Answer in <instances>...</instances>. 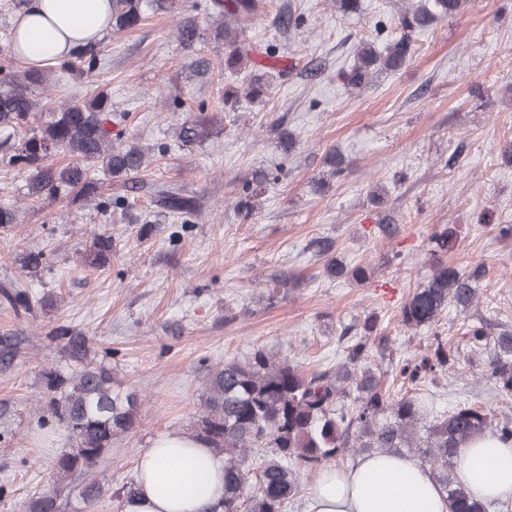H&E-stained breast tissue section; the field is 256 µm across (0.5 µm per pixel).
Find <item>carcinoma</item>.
I'll use <instances>...</instances> for the list:
<instances>
[{"label":"carcinoma","mask_w":512,"mask_h":512,"mask_svg":"<svg viewBox=\"0 0 512 512\" xmlns=\"http://www.w3.org/2000/svg\"><path fill=\"white\" fill-rule=\"evenodd\" d=\"M109 34L133 29L154 14L179 17L176 39L193 52L211 40L224 49V65L242 69L253 61L248 37L254 21L268 8V0H111ZM474 0H406L397 11L399 34L375 49L364 41L356 51L354 65L346 74L347 88L360 89L375 71H396L412 56V35L453 17ZM212 18L211 32L198 24L197 9ZM102 43L81 46L67 58L42 67L14 70L11 50L0 53V164L28 172V196L61 200L69 206L94 202L98 180L93 172L105 170L114 176L134 178L149 165V150L127 143L122 132H112L126 114L112 112L108 93L99 91L88 101L64 103L33 125L42 112V96L51 88L55 74H88L100 62ZM223 119L199 107L177 128L178 140L190 145L218 135ZM70 158L60 164L58 155ZM270 173L262 171L243 186L245 197L237 206L250 213V199L259 196ZM155 195L159 206L184 217L197 209L192 197L161 185ZM455 229L443 226L429 239L433 255L448 252ZM94 260L106 263L112 256V237L99 235L93 242ZM46 254L22 252L20 266L39 274ZM486 276V266L469 269L436 260L425 284L417 287L400 308V322L408 329L428 328L452 305L473 307L477 289L473 283ZM0 300L17 314L34 311L28 293L16 285L0 289ZM59 342L72 368H50L44 373L45 388L40 408L47 421L62 428L75 445L56 458L57 481L79 479V498L85 506L96 504L106 487L95 468L112 451L114 439L133 430L140 399L112 386V373L88 361L89 338L84 333L59 326L49 333ZM500 347L487 363L486 379L498 392L512 396V334L497 337ZM386 347L376 316L367 317L362 331L346 347L345 362L332 371L303 373L288 360L263 350L244 359H228L209 372L199 428L191 437L224 458L222 512H286L290 499L300 492V477L335 466L344 454L368 449L380 454L416 455L435 467L433 475L448 495L450 512H486L485 505L471 499L450 468L458 449L487 433L512 442V418H495L483 407L463 404L437 418L420 433L422 412L408 395L392 397L384 391L369 366L374 346ZM21 355L10 336L0 337V366L11 367ZM448 341L434 335L424 352L405 360L398 369L402 381L420 385L451 367ZM57 496L43 493L30 504V512H57Z\"/></svg>","instance_id":"cac0c4a2"}]
</instances>
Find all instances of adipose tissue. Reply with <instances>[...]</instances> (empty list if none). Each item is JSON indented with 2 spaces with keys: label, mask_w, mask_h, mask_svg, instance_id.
<instances>
[{
  "label": "adipose tissue",
  "mask_w": 512,
  "mask_h": 512,
  "mask_svg": "<svg viewBox=\"0 0 512 512\" xmlns=\"http://www.w3.org/2000/svg\"><path fill=\"white\" fill-rule=\"evenodd\" d=\"M109 0H30L16 28L26 65L68 56L109 29ZM458 482L475 501L512 498V443L485 435L454 458ZM138 494L123 512H211L224 499V461L183 434L156 439L137 461ZM307 512H449L432 471L397 455H363L320 471Z\"/></svg>",
  "instance_id": "1"
}]
</instances>
